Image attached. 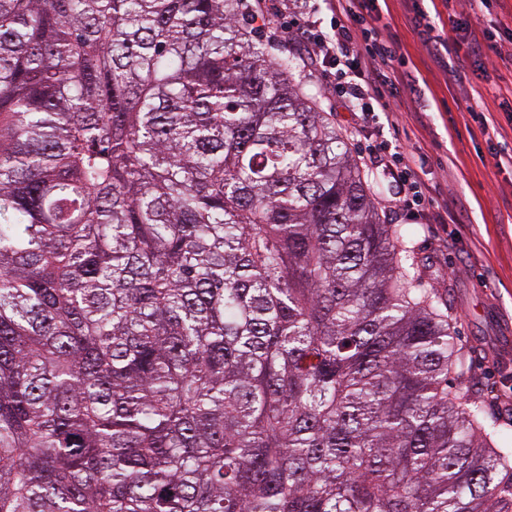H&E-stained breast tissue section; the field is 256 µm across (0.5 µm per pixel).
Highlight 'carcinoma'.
I'll list each match as a JSON object with an SVG mask.
<instances>
[{"label":"carcinoma","instance_id":"obj_1","mask_svg":"<svg viewBox=\"0 0 512 512\" xmlns=\"http://www.w3.org/2000/svg\"><path fill=\"white\" fill-rule=\"evenodd\" d=\"M244 0H0V512H512V447Z\"/></svg>","mask_w":512,"mask_h":512}]
</instances>
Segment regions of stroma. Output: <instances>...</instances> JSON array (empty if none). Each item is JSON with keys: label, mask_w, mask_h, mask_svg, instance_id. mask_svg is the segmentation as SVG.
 <instances>
[{"label": "stroma", "mask_w": 512, "mask_h": 512, "mask_svg": "<svg viewBox=\"0 0 512 512\" xmlns=\"http://www.w3.org/2000/svg\"><path fill=\"white\" fill-rule=\"evenodd\" d=\"M412 0H387L380 23L399 41L419 72L415 91L401 100L427 99L424 125L405 121L395 134L398 144L429 173L440 224H423L410 214L381 212L387 224H402L410 233L403 248L420 274L419 285L438 296L466 359V375H450L455 388L483 401L506 436H512V168H496L488 156L500 145L512 147V123L484 132L462 106L481 92L485 108L499 112V88L512 80V63L468 59L469 81L453 80L435 64L408 24ZM296 79L317 94L320 106L336 124L349 150L378 141L375 124L353 134L354 123L327 94L319 70L297 65Z\"/></svg>", "instance_id": "35a3bbf8"}]
</instances>
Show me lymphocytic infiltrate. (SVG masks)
<instances>
[{"instance_id":"obj_1","label":"lymphocytic infiltrate","mask_w":512,"mask_h":512,"mask_svg":"<svg viewBox=\"0 0 512 512\" xmlns=\"http://www.w3.org/2000/svg\"><path fill=\"white\" fill-rule=\"evenodd\" d=\"M445 2L455 19L452 35H445L439 14L426 6H414L410 18L434 62L446 64L460 54L476 55L486 48L497 50L500 59L512 60V49L498 50L496 40L499 29L512 24V13L477 30L473 24L489 9L491 0ZM280 12L302 16L304 25L297 42L306 48L311 63L335 69L331 91L346 110L364 121L398 126L397 92L414 85L416 68L399 43L378 27L381 0H281ZM361 158L369 172L388 182L390 189L382 201L390 212L425 208L430 185L403 146L385 140Z\"/></svg>"}]
</instances>
